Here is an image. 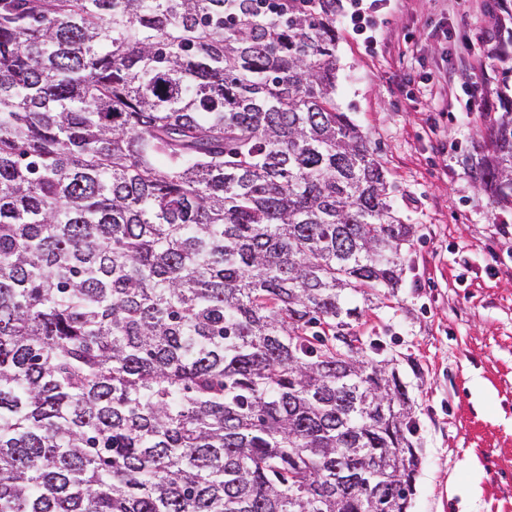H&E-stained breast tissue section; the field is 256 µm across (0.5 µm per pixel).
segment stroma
Segmentation results:
<instances>
[{
    "label": "stroma",
    "instance_id": "1",
    "mask_svg": "<svg viewBox=\"0 0 512 512\" xmlns=\"http://www.w3.org/2000/svg\"><path fill=\"white\" fill-rule=\"evenodd\" d=\"M490 2L391 0L375 38L338 28L336 103L415 227L398 304L366 314L406 357L421 457L410 512H512V223L462 162L488 137L490 37L505 19ZM398 68L410 77L401 88L389 81ZM440 80L445 98L421 94Z\"/></svg>",
    "mask_w": 512,
    "mask_h": 512
}]
</instances>
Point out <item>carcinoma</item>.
Returning <instances> with one entry per match:
<instances>
[{"mask_svg": "<svg viewBox=\"0 0 512 512\" xmlns=\"http://www.w3.org/2000/svg\"><path fill=\"white\" fill-rule=\"evenodd\" d=\"M337 2L0 0V512H408L362 327L414 230L336 104ZM497 100L467 162L506 211Z\"/></svg>", "mask_w": 512, "mask_h": 512, "instance_id": "cac0c4a2", "label": "carcinoma"}]
</instances>
